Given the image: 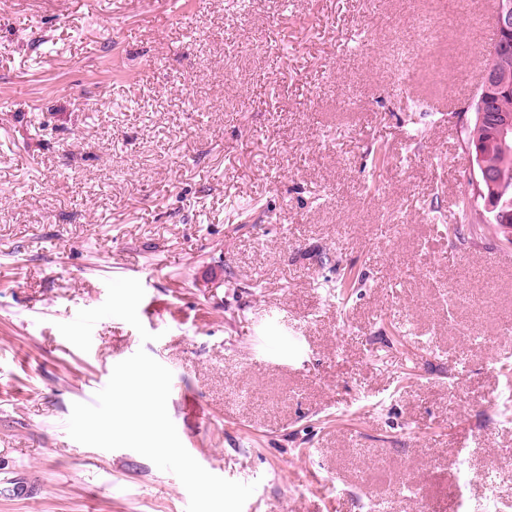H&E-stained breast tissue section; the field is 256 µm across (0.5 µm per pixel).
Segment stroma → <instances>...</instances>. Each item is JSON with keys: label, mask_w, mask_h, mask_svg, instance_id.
I'll return each instance as SVG.
<instances>
[{"label": "stroma", "mask_w": 512, "mask_h": 512, "mask_svg": "<svg viewBox=\"0 0 512 512\" xmlns=\"http://www.w3.org/2000/svg\"><path fill=\"white\" fill-rule=\"evenodd\" d=\"M487 0H0V512H183L67 433L138 349L243 512L512 501V244L446 228ZM138 279L90 351L59 332Z\"/></svg>", "instance_id": "stroma-1"}]
</instances>
